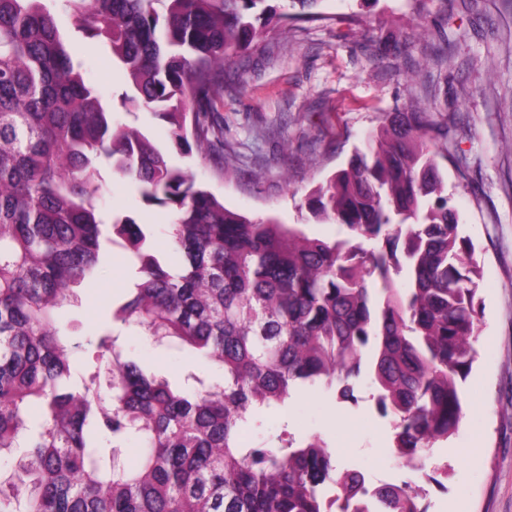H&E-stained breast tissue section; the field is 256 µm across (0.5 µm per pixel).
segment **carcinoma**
<instances>
[{
    "label": "carcinoma",
    "instance_id": "cac0c4a2",
    "mask_svg": "<svg viewBox=\"0 0 512 512\" xmlns=\"http://www.w3.org/2000/svg\"><path fill=\"white\" fill-rule=\"evenodd\" d=\"M73 24L108 40L128 110L164 123L182 154L221 138L227 69L259 36L266 0H64ZM424 112H391L347 167L306 198L341 239L224 207L152 138L106 111L42 0H0V450L21 448L0 512H424L420 487H370L317 435L247 448L242 432L300 387L357 401L366 372L410 470L454 436L459 381L477 357L480 275ZM167 212L154 225L104 218L101 168ZM120 241L135 291L112 313L223 370L181 390L95 333L99 372L80 375L59 309ZM126 443L134 467L107 463Z\"/></svg>",
    "mask_w": 512,
    "mask_h": 512
}]
</instances>
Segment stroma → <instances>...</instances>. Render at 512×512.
Instances as JSON below:
<instances>
[{
  "label": "stroma",
  "instance_id": "obj_1",
  "mask_svg": "<svg viewBox=\"0 0 512 512\" xmlns=\"http://www.w3.org/2000/svg\"><path fill=\"white\" fill-rule=\"evenodd\" d=\"M44 4L114 118L163 139L159 120L123 106L125 76L104 42L79 31L61 0ZM267 4L281 14L276 38L259 44L244 68L231 70L217 104L232 171H222L214 154L174 153L170 160L228 209L332 240L340 226L313 220L302 204L346 166L386 113L415 101L432 124L448 127L438 163L482 270L483 313L478 357L460 384L464 417L458 434L437 443L426 460L423 505L427 512H512V0H323L313 19L285 17L284 0ZM100 201L141 222L169 221L108 169ZM134 283L123 249L110 246L98 278L63 307L65 333L84 344L78 364L92 362L86 341L106 324L130 357L172 384L192 371L221 378L219 368L190 351L113 321V307ZM371 392L365 376L352 402L323 388L299 389L286 409L267 414L242 440L261 446L284 431L298 439L317 434L339 468L360 471L373 486L400 484L410 474L393 452L392 423L378 413Z\"/></svg>",
  "mask_w": 512,
  "mask_h": 512
}]
</instances>
